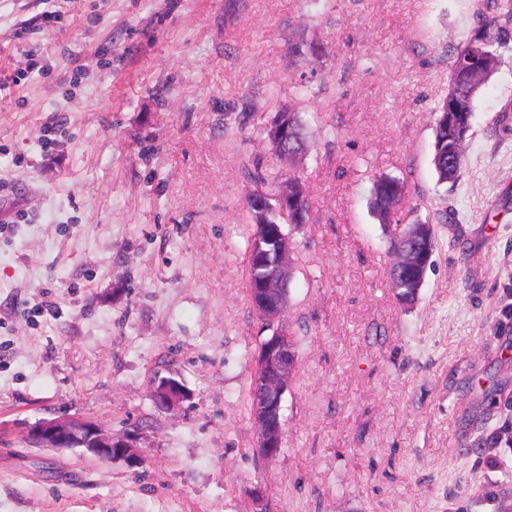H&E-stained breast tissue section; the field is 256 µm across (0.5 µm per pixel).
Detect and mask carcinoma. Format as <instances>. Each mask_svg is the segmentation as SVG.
Returning a JSON list of instances; mask_svg holds the SVG:
<instances>
[{
	"label": "carcinoma",
	"mask_w": 512,
	"mask_h": 512,
	"mask_svg": "<svg viewBox=\"0 0 512 512\" xmlns=\"http://www.w3.org/2000/svg\"><path fill=\"white\" fill-rule=\"evenodd\" d=\"M508 21L499 23L496 18H483L479 27L486 30L487 40L481 45L484 55L483 76L481 81H470V65L474 34H469L452 55L451 72L453 82L448 93L433 114L434 152L432 164L440 183H454L458 180L465 164V142L463 124L471 123L474 102L483 86L495 73L500 63L503 50L512 46V0L503 4ZM275 119L289 125L298 135L296 147L304 149L307 140L304 122L299 113L292 109L279 112ZM288 183L295 186L296 202L287 207L271 206L267 211L257 213L248 210L250 223L257 224H306L309 221V198L304 183L296 178H288ZM403 196V182L388 176H381L374 181L371 209L385 224L392 223L396 207Z\"/></svg>",
	"instance_id": "1"
}]
</instances>
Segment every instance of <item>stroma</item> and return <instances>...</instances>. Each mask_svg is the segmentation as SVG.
<instances>
[{"instance_id": "1", "label": "stroma", "mask_w": 512, "mask_h": 512, "mask_svg": "<svg viewBox=\"0 0 512 512\" xmlns=\"http://www.w3.org/2000/svg\"><path fill=\"white\" fill-rule=\"evenodd\" d=\"M487 0H0V512H498L512 493V49L437 181L432 111ZM316 44L320 56L289 46ZM311 74V93L294 88ZM292 108L310 149L266 128ZM265 183L255 184V174ZM296 175L285 439L245 410L267 332L246 196ZM437 249L413 306L373 181ZM190 393L156 411L154 373ZM137 430L140 467L28 443ZM263 487L262 500L254 490ZM403 181L388 176H381L374 181L371 209L383 222L391 224L396 207L403 196Z\"/></svg>"}]
</instances>
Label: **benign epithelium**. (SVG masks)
I'll return each mask as SVG.
<instances>
[{
	"mask_svg": "<svg viewBox=\"0 0 512 512\" xmlns=\"http://www.w3.org/2000/svg\"><path fill=\"white\" fill-rule=\"evenodd\" d=\"M269 140L277 147L286 148L284 158H293L289 149L291 130L286 125L271 128ZM400 244L395 252L392 273L402 280L413 279V274L424 267L423 257L428 245L420 242L407 228L399 233ZM292 246L288 234L279 227H264L258 235L253 254L259 270L269 269L272 276L261 281L254 289L252 305L261 319L268 323L272 335L262 341L257 356L254 380L260 386L262 400L252 414L256 430L257 452L266 459L275 457L284 440L281 422L284 395L293 377L296 355L288 341V333L280 325V318L288 305L287 288L293 269ZM151 400L157 410L168 411L187 400L185 386L172 376L156 375L151 381ZM28 437L39 448L67 450L79 448L96 460L112 462L122 459L132 466L144 463L137 438L126 435L112 437L95 421L66 416L43 420L28 431Z\"/></svg>",
	"mask_w": 512,
	"mask_h": 512,
	"instance_id": "1",
	"label": "benign epithelium"
}]
</instances>
